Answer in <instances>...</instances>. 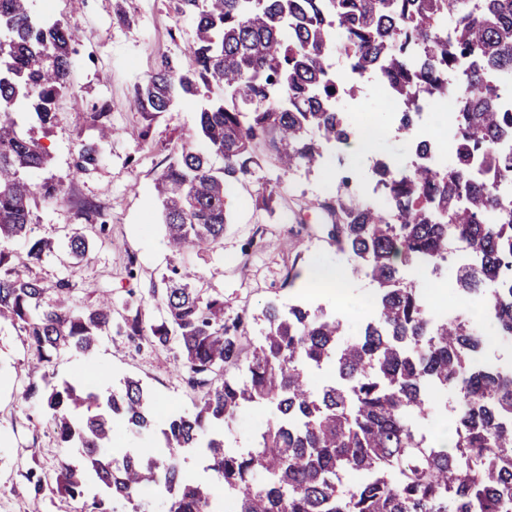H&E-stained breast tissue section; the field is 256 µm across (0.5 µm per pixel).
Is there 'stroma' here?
Returning a JSON list of instances; mask_svg holds the SVG:
<instances>
[{
    "label": "stroma",
    "instance_id": "1",
    "mask_svg": "<svg viewBox=\"0 0 512 512\" xmlns=\"http://www.w3.org/2000/svg\"><path fill=\"white\" fill-rule=\"evenodd\" d=\"M35 7L50 9L55 19L75 27L76 36L69 89L57 100L56 125L41 140L51 156L43 174L63 178L66 192L62 200L41 207L34 234L61 240L78 229L89 245L86 257L74 258L61 250L45 258L34 273L48 284L68 279L76 302L105 299L117 309L130 294L147 293L172 261L163 240L155 182L178 138L192 129L202 102L187 99L171 111L146 117L133 103V88L151 73L160 54L184 51L191 21L176 16L171 0H35ZM120 12L127 15L126 23L117 21ZM336 106L358 124L386 128L373 153L362 154L351 142L329 146L320 166L311 171L285 173L264 165L257 182L239 188L231 198L221 244L189 257L209 287L223 292L227 316L243 311L252 315L250 336H259V315L268 302L294 304L296 291L284 283L287 270L305 273L316 262L345 275L342 308L329 302L325 309L343 319L347 337L357 336L371 312L373 284L355 275L352 257L327 239L326 217L313 202L335 192L346 172L354 175L364 196H372L375 162L406 164L415 145L413 138L397 132L395 114L373 83L339 98ZM98 112L107 113L115 129L104 143L98 140ZM94 142L100 143L103 158L88 171H76L78 149ZM276 181L283 186L279 208L270 216L257 214L254 199L260 184ZM86 208L101 211L108 234L93 233L79 218ZM131 254L138 259L132 278L126 272ZM403 275L429 291L436 314L454 309L478 318L477 300L463 302L456 295L452 271H442L435 280L412 268ZM177 364L176 349L136 346L112 333L102 337L92 355H63L50 369L60 378L88 374L90 382L104 390L126 377L142 380L156 395V413L162 419L169 411L193 408V395L178 375ZM33 366L23 333L0 327V512H30L26 472L53 471L65 459L46 412L20 399Z\"/></svg>",
    "mask_w": 512,
    "mask_h": 512
}]
</instances>
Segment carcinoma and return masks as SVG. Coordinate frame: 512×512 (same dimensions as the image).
<instances>
[{"instance_id":"1","label":"carcinoma","mask_w":512,"mask_h":512,"mask_svg":"<svg viewBox=\"0 0 512 512\" xmlns=\"http://www.w3.org/2000/svg\"><path fill=\"white\" fill-rule=\"evenodd\" d=\"M32 5L0 0V243L27 242L22 252L0 248V324L23 332L39 363L87 353L114 327L153 348L175 344L197 403L159 422L138 380L104 392L82 375L43 373V385L28 384L22 397L45 409L61 447L82 460L50 476L27 471L31 512H41L47 490L75 496L90 484L98 512H144L145 492L158 486L167 512H215L217 486L235 512H512V367L476 362L485 335L465 317L432 316L428 295L401 274L466 252L459 291L484 297L496 336L512 340V112L498 90L512 80V0H175L193 21L186 48L160 57L135 105L168 112L206 100L156 182L176 257L221 243L230 197L263 163L310 170L327 145L356 137L336 110L353 88L337 80L335 57L351 75L380 80L402 103L408 133L418 95L456 99L431 154L375 164L377 197L350 190L317 201L329 241L374 285L360 336L343 340L341 320L305 303H269L252 344L247 313L226 317L224 294L183 261L148 291L162 301L154 320L128 302L116 321L112 304L77 306L69 281L47 286L30 275L51 250L30 236L35 211L61 199L65 181L37 180L50 154L16 115L54 126L74 40L71 26ZM100 154L81 146L76 170ZM324 366L333 378L309 388V370ZM448 391L457 395L450 444L430 442L415 419ZM247 406L270 409L268 422L228 451L220 429ZM117 423L168 454L114 453ZM187 451L203 456L210 480L184 471ZM349 474L360 480L347 482Z\"/></svg>"}]
</instances>
